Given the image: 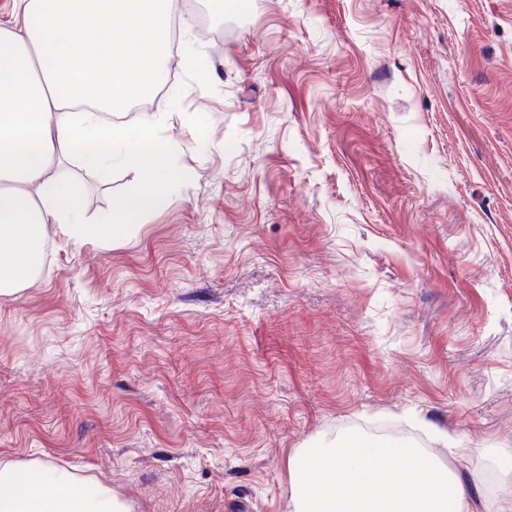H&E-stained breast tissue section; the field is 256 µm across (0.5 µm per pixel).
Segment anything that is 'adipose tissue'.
Segmentation results:
<instances>
[{
	"label": "adipose tissue",
	"mask_w": 512,
	"mask_h": 512,
	"mask_svg": "<svg viewBox=\"0 0 512 512\" xmlns=\"http://www.w3.org/2000/svg\"><path fill=\"white\" fill-rule=\"evenodd\" d=\"M14 14L0 23V296L41 277L51 228L77 242L118 241L167 203L179 179L155 134L166 113L134 130L113 121L165 78L172 0H14ZM74 158L103 187L115 167L138 174L92 224ZM364 446L353 438L294 451L289 476L301 491L292 512H512L511 494L480 490L466 449H450L447 468L412 446ZM36 472L24 483L16 466L0 464V512H128L108 489L83 492L51 464Z\"/></svg>",
	"instance_id": "obj_1"
}]
</instances>
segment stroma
Returning a JSON list of instances; mask_svg holds the SVG:
<instances>
[{
	"instance_id": "obj_1",
	"label": "stroma",
	"mask_w": 512,
	"mask_h": 512,
	"mask_svg": "<svg viewBox=\"0 0 512 512\" xmlns=\"http://www.w3.org/2000/svg\"><path fill=\"white\" fill-rule=\"evenodd\" d=\"M182 179L122 242L52 231L0 296V461L130 512H289L288 458L381 426L512 472V0H183ZM80 173L88 219L132 185Z\"/></svg>"
}]
</instances>
